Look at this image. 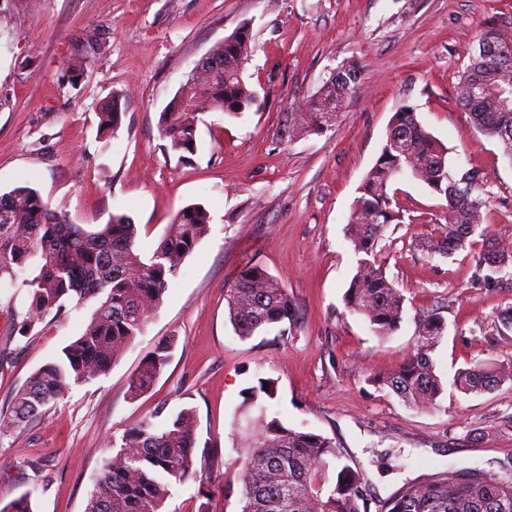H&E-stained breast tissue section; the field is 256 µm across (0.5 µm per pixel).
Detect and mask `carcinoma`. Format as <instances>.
Segmentation results:
<instances>
[{
  "label": "carcinoma",
  "instance_id": "carcinoma-1",
  "mask_svg": "<svg viewBox=\"0 0 512 512\" xmlns=\"http://www.w3.org/2000/svg\"><path fill=\"white\" fill-rule=\"evenodd\" d=\"M249 25L237 27L216 43L209 56L214 64L196 68L165 107L160 133L166 150L184 158L194 152L200 114L209 110L238 118L257 104L258 95L242 78L241 66L251 52ZM476 52L459 82V101L484 135L495 138L512 163V104L502 90L512 88V61L496 64L492 57L512 47V24L491 21L482 30ZM358 71L348 66L323 82L302 112H290L284 131L321 133L336 123L343 102L354 91ZM121 98L114 94L100 107L99 126L109 137L120 125ZM424 182L445 200V232L427 239L422 248L451 256L473 245L467 229L482 225L481 197L486 179L474 170L453 169L448 148L418 122L415 112L401 106L392 116L386 141L358 188L345 234L358 259L346 289V308L366 318L372 331L384 338L403 321L404 297L383 266L372 260L386 227L404 223L390 187L401 174ZM210 214L192 204L180 210L149 257L137 245L138 226L124 214L112 215L100 227L86 228L59 219L39 192L17 187L0 194V287L16 284L27 263L37 265L22 280L30 303L20 327L30 332L51 313L63 315L67 305L79 307L96 300L85 330L62 349L59 359L40 367L13 397L10 410L0 412V428L39 416L55 405L73 384L106 374L163 301L170 281L209 231ZM225 307L234 333L242 340L270 326L293 322L295 308L288 291L259 265L242 270L225 290ZM418 341L402 362L389 372L372 374L370 381L387 387L415 410L437 405L443 385L431 353L441 342L445 323L431 312L416 320ZM174 340L159 343L129 381L137 397L149 390L168 363ZM512 381V368L475 362L457 371L456 389L481 394ZM274 379L249 389L241 414L251 422L258 409L261 427L249 435L242 453L239 491L227 484L224 496L238 494L240 512H512V473L480 470L461 476L448 471L424 483L411 484L384 502L360 494L366 487L361 470L340 461L332 439L268 417L261 396L273 398ZM156 412L127 428L115 454L96 474L86 512H164L174 484L199 483L203 499L199 512H209L206 483L219 465L218 451L198 448L196 413L184 407L162 422ZM0 512H34L32 493L25 492Z\"/></svg>",
  "mask_w": 512,
  "mask_h": 512
}]
</instances>
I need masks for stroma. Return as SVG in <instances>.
Returning <instances> with one entry per match:
<instances>
[{"mask_svg":"<svg viewBox=\"0 0 512 512\" xmlns=\"http://www.w3.org/2000/svg\"><path fill=\"white\" fill-rule=\"evenodd\" d=\"M491 18L512 22V0H0V193L34 188L73 224L126 215L145 255L183 207L198 203L211 214L209 234L110 371L0 431V500L28 492L36 512H85L124 428L189 406L198 445L218 449L222 461L211 512H238L237 498L224 495L241 469L235 419L262 378L277 381L268 415L331 438L377 498L449 470L512 472V383L469 396L453 387L472 361H512V335L496 330L512 308V268L483 281L477 258L485 242L512 241V163L457 96ZM244 23L252 52L242 77L259 103L239 118L205 112L196 151L178 158L165 148L160 114L197 62ZM347 63L358 83L335 126L283 135L286 115ZM115 94L121 124L105 142L97 109ZM405 104L447 146L450 164L485 173V233L448 258L422 251L419 240L443 221V200L420 181L396 182L405 220L387 227L378 249L405 314L381 338L344 304L357 267L344 226ZM252 263L281 280L296 315L243 340L224 292ZM28 303L25 287L0 288V411L95 309L90 301L47 315L23 336ZM427 309L445 322L432 354L444 391L436 408L417 411L369 376L413 350L415 320ZM171 336L162 374L131 398V376Z\"/></svg>","mask_w":512,"mask_h":512,"instance_id":"1","label":"stroma"}]
</instances>
